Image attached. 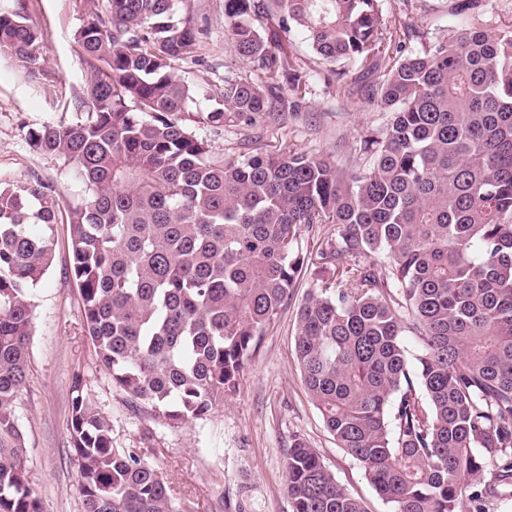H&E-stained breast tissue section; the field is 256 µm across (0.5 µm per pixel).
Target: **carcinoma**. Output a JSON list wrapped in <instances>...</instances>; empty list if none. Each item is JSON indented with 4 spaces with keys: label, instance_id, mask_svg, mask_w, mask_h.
Here are the masks:
<instances>
[{
    "label": "carcinoma",
    "instance_id": "carcinoma-1",
    "mask_svg": "<svg viewBox=\"0 0 512 512\" xmlns=\"http://www.w3.org/2000/svg\"><path fill=\"white\" fill-rule=\"evenodd\" d=\"M382 0H224V29L264 75L224 78L216 130L285 120L304 75L278 33L301 29L332 66L372 77L347 99L391 113L360 135L365 163L237 148L221 159L183 123L194 89L172 62L203 29L176 0H106L75 32L86 119L29 132L85 184L68 216L71 272L96 359L139 410L183 424L234 395L288 302L302 229L336 240L297 311L295 355L327 430L391 512H485L490 463L512 479V29L471 0L457 34L419 52L393 37ZM43 71L41 34L0 3V54ZM60 204L40 181L0 183V512H42L15 405L26 385L32 287L52 261ZM419 347L409 355L403 336ZM83 512H179L137 448L71 387ZM293 512H366L317 452L293 441Z\"/></svg>",
    "mask_w": 512,
    "mask_h": 512
}]
</instances>
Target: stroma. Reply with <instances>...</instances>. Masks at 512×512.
Returning <instances> with one entry per match:
<instances>
[{
	"label": "stroma",
	"instance_id": "obj_1",
	"mask_svg": "<svg viewBox=\"0 0 512 512\" xmlns=\"http://www.w3.org/2000/svg\"><path fill=\"white\" fill-rule=\"evenodd\" d=\"M454 3L383 0L382 8L387 20L405 27L407 48L417 51L462 28L464 19L455 13ZM25 7L41 31L44 74L28 78L15 58L0 57V182L39 180L66 210L85 197V185L64 158L34 148L28 134L49 123L76 121L67 104L82 93L86 68L77 57L74 34L90 14L103 11L105 2L25 0ZM176 8L204 30L197 62L180 61L176 68L197 90L190 125L209 141L214 155L248 143L269 151L286 146L314 151L342 167L362 162L361 132L384 124L386 115L371 106H350L346 82L330 73L298 29L288 36L289 48L297 56L306 86L287 125L262 130L233 126L214 133L205 117L215 107L225 78L258 83L262 75L239 56L227 37L224 0H177ZM335 236L332 224L304 231L302 246L310 266ZM68 254V226L61 222L55 226L52 263L32 291L29 369L16 408L42 512H83L69 433L71 386L77 376L87 399L111 420L113 446L142 449L146 461L171 487L181 512H292L284 464L298 437L317 451L366 512H390L358 462L326 430L297 366L296 312L314 286L310 266L299 273L291 301L242 371L235 395L206 419L173 428L133 409L96 362L82 332L81 304Z\"/></svg>",
	"mask_w": 512,
	"mask_h": 512
}]
</instances>
